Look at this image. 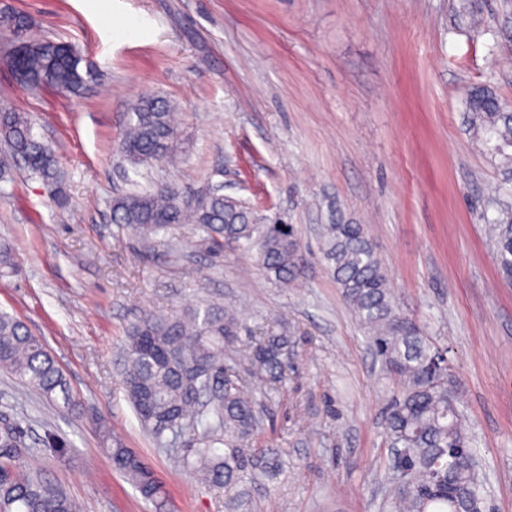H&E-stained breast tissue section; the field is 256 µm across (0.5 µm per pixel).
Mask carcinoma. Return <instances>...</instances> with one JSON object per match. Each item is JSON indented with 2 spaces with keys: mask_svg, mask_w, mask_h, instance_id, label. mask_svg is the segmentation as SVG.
<instances>
[{
  "mask_svg": "<svg viewBox=\"0 0 512 512\" xmlns=\"http://www.w3.org/2000/svg\"><path fill=\"white\" fill-rule=\"evenodd\" d=\"M0 27L14 37L12 68L30 87L50 86L75 92L91 78L89 66L71 46L26 36L28 19L0 16ZM470 125L476 137L496 141L500 165L512 173V112L490 91L467 97ZM0 142L9 157L22 159L30 171L63 197L58 161L21 112H0ZM181 135L163 99L142 97L127 114L121 154L135 166L153 167L172 158ZM112 223L126 226L145 258L164 245L160 233L191 226L213 251L233 245L283 286L298 275L302 248L292 224H276L271 215L208 189L198 206L184 200L169 184H149L112 199ZM497 261L512 281V217L489 225ZM322 256L356 322L375 354L394 379L385 432L392 448L404 449L408 465L394 471L397 490L390 512H475L481 499L473 470L448 454L470 439L458 411L448 407V358L430 337L400 312L388 277L363 225L339 222L324 228ZM244 330L237 313L221 305L185 308L172 314L147 312L129 329L121 381L141 426L160 448L188 441L182 467L203 476L229 494L247 481L280 471V451L250 447L259 429L258 396L288 381L292 363L290 337L268 329L249 346L248 378L240 375L226 346ZM0 370L60 412L78 414L80 402L44 342L16 318L0 311ZM98 429L114 468L144 500L162 509L161 485L151 467L126 444ZM27 431L0 418V512H80L79 504L45 477L23 464L31 445Z\"/></svg>",
  "mask_w": 512,
  "mask_h": 512,
  "instance_id": "1",
  "label": "carcinoma"
}]
</instances>
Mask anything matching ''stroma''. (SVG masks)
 <instances>
[{
	"label": "stroma",
	"instance_id": "35a3bbf8",
	"mask_svg": "<svg viewBox=\"0 0 512 512\" xmlns=\"http://www.w3.org/2000/svg\"><path fill=\"white\" fill-rule=\"evenodd\" d=\"M29 36L70 43L92 65L79 91L22 85L0 30V110L29 114L53 148L67 200L25 165L0 183V310L45 341L80 400L61 413L0 371V414L27 455L81 512H155L117 474L95 425L143 455L167 512H226L224 494L160 448L120 384L128 328L147 311L234 304L246 335L287 331L294 367L265 399L261 426L282 469L249 484L241 512H388L393 380L369 350L321 254L322 227L363 225L400 310L448 350V387L474 450L484 512H512V285L487 224L512 211L505 176L469 128L465 92L512 104V7L504 0H0ZM167 100L185 141L174 159L136 167L118 150L138 99ZM274 207L306 260L289 286L239 250L216 256L189 227L135 260L112 221L115 193L147 180Z\"/></svg>",
	"mask_w": 512,
	"mask_h": 512
}]
</instances>
